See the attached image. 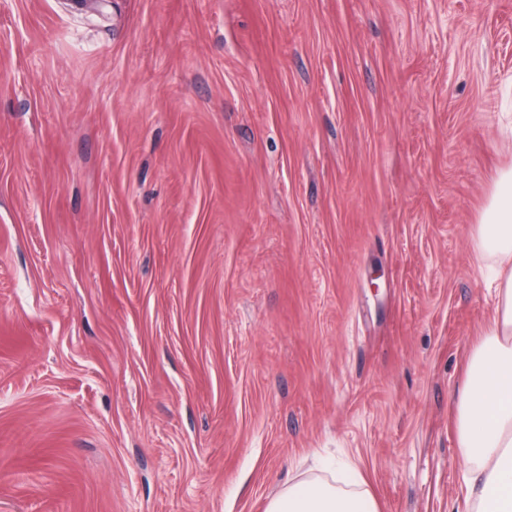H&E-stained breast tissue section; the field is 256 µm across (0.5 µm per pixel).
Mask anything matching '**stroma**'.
Instances as JSON below:
<instances>
[{"label":"stroma","instance_id":"stroma-1","mask_svg":"<svg viewBox=\"0 0 512 512\" xmlns=\"http://www.w3.org/2000/svg\"><path fill=\"white\" fill-rule=\"evenodd\" d=\"M512 0H0V512H465ZM369 490H355L322 480L288 482L266 512H378Z\"/></svg>","mask_w":512,"mask_h":512}]
</instances>
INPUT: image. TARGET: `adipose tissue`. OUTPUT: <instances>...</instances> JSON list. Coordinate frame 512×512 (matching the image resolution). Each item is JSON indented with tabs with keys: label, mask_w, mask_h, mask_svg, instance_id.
<instances>
[{
	"label": "adipose tissue",
	"mask_w": 512,
	"mask_h": 512,
	"mask_svg": "<svg viewBox=\"0 0 512 512\" xmlns=\"http://www.w3.org/2000/svg\"><path fill=\"white\" fill-rule=\"evenodd\" d=\"M489 267L494 316L469 352L455 428L467 512H512V169L502 171L475 231ZM267 512H379L367 490L322 480L288 484Z\"/></svg>",
	"instance_id": "obj_1"
}]
</instances>
